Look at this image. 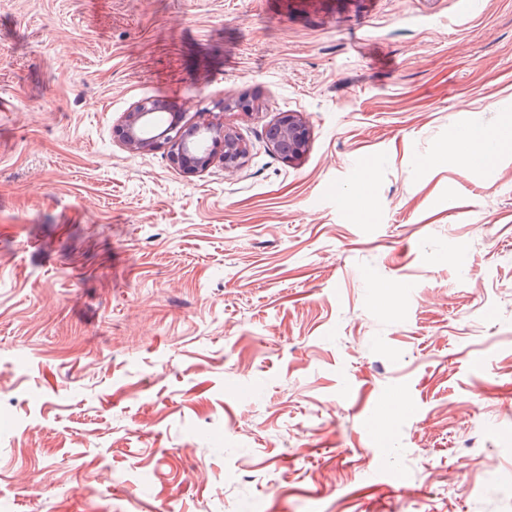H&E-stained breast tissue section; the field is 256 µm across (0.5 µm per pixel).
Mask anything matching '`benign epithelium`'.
Instances as JSON below:
<instances>
[{
	"instance_id": "benign-epithelium-1",
	"label": "benign epithelium",
	"mask_w": 512,
	"mask_h": 512,
	"mask_svg": "<svg viewBox=\"0 0 512 512\" xmlns=\"http://www.w3.org/2000/svg\"><path fill=\"white\" fill-rule=\"evenodd\" d=\"M161 109L158 100L137 102L114 129L115 137L132 149L166 148L171 162L187 174L206 171L216 159L226 172L238 169L244 149L236 134L222 125H188L178 112L163 126L156 121ZM267 140L273 152L292 161L306 151L310 130L298 113L284 112L268 129Z\"/></svg>"
}]
</instances>
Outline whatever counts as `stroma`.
<instances>
[{
    "mask_svg": "<svg viewBox=\"0 0 512 512\" xmlns=\"http://www.w3.org/2000/svg\"><path fill=\"white\" fill-rule=\"evenodd\" d=\"M511 119L512 0H0V512H512ZM161 109L159 100L137 102L114 129L115 137L132 149L166 148L171 162L186 174L206 171L217 157L226 172L238 169L245 153L236 134L223 125H188L178 112L163 126L156 121ZM267 140L274 153L292 161L306 151L310 130L298 113L284 112L268 129ZM465 139L469 144L471 155L473 157L482 153L485 142H497L501 145L500 153L507 152L511 147L512 125L510 122H506L497 129L481 130L480 134L475 137L466 135Z\"/></svg>",
    "mask_w": 512,
    "mask_h": 512,
    "instance_id": "obj_1",
    "label": "stroma"
}]
</instances>
